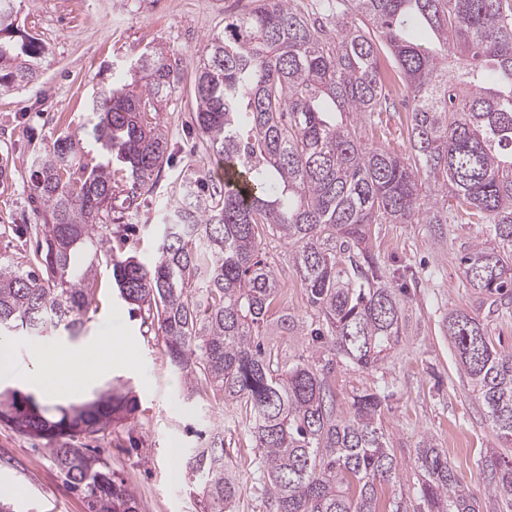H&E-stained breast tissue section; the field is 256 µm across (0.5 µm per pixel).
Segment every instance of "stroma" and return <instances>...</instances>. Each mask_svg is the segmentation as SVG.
Wrapping results in <instances>:
<instances>
[{"instance_id":"1","label":"stroma","mask_w":512,"mask_h":512,"mask_svg":"<svg viewBox=\"0 0 512 512\" xmlns=\"http://www.w3.org/2000/svg\"><path fill=\"white\" fill-rule=\"evenodd\" d=\"M14 5L20 23L40 35L47 52L37 84L0 95V151L13 154L16 166L12 178L0 183V257L20 260L22 242L14 226L42 221L32 203L26 157L44 151L62 131L78 129L93 89L130 81L131 63L148 46L160 45L184 76L159 111L174 150L171 166L162 172V187H172L187 168L221 182L218 160L190 125L194 57L209 35L223 30L225 17L242 13L249 0H14ZM159 221L157 201L147 199L134 219L139 229L128 242L143 262L155 258ZM486 232L483 224H452L439 242L427 224H375L369 234V245L400 299L404 327L377 371L337 363L336 408L347 410L354 392L387 387L390 398L381 420L397 468L384 492L389 501L404 498L407 512H429L415 462V448L425 437L447 450L465 487L488 503V512H505L489 502L480 460L492 452L512 459V444L497 437L446 331L450 310L478 309L474 294L460 286L459 247L485 238ZM266 253L281 284L280 308L312 319L306 290L289 267L287 245L268 241ZM98 276L97 309L90 312L83 333L56 336L52 342L65 349L120 336L134 349V362L114 365L81 398L89 400L109 384L135 398L130 422L95 445L116 478L136 493L140 512H198L196 494L169 460L173 449L196 447L198 429L224 435V465L242 485L232 512H268L244 412L209 395H188L161 341L144 332L113 292L111 269L99 267ZM47 446L46 440L0 426V500L11 503L14 512H87L82 495L67 485Z\"/></svg>"}]
</instances>
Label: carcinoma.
<instances>
[{
	"mask_svg": "<svg viewBox=\"0 0 512 512\" xmlns=\"http://www.w3.org/2000/svg\"><path fill=\"white\" fill-rule=\"evenodd\" d=\"M44 52L13 0H0V94L36 83ZM135 69L138 80L91 94L83 127L31 156L32 201L48 223L33 225L41 242L28 261L0 260V335H81L102 256L118 297L191 390L245 411L273 512H406L381 504L396 473L381 421L389 392H357L338 415L329 379L340 357L377 368L401 336L400 301L367 247L371 224H430L439 242L447 224L489 225L461 253L462 285L490 314L512 304V0H336L334 25L294 0H251L225 18L196 65L192 116L223 163L224 187L183 172L149 264L123 251L136 225L109 229L112 199L122 184V208L135 213L155 192L171 157L160 103L181 73L155 46ZM390 80L411 100L406 157L356 134L382 127ZM271 237L288 245L312 326L276 311L280 283L260 258ZM274 323L311 337L315 360L270 348ZM448 336L511 442L512 352L466 311L448 314ZM57 412L0 391V423L59 442L49 453L88 512H139L101 452L75 445L127 421L128 395L109 388ZM199 436L180 467L203 485L201 512H224L240 491L224 470V434ZM416 462L430 512H480L447 451L425 438ZM481 469L489 493L512 501V461L492 453Z\"/></svg>",
	"mask_w": 512,
	"mask_h": 512,
	"instance_id": "obj_1",
	"label": "carcinoma"
}]
</instances>
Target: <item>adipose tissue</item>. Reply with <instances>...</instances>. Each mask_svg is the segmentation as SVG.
<instances>
[{"mask_svg": "<svg viewBox=\"0 0 512 512\" xmlns=\"http://www.w3.org/2000/svg\"><path fill=\"white\" fill-rule=\"evenodd\" d=\"M37 353L40 369L28 376L27 382L46 401L76 395L80 388L89 387L99 377L110 373L115 359L129 361L134 357L133 349L118 338L92 352L70 350L63 358L50 346L38 347Z\"/></svg>", "mask_w": 512, "mask_h": 512, "instance_id": "obj_1", "label": "adipose tissue"}]
</instances>
